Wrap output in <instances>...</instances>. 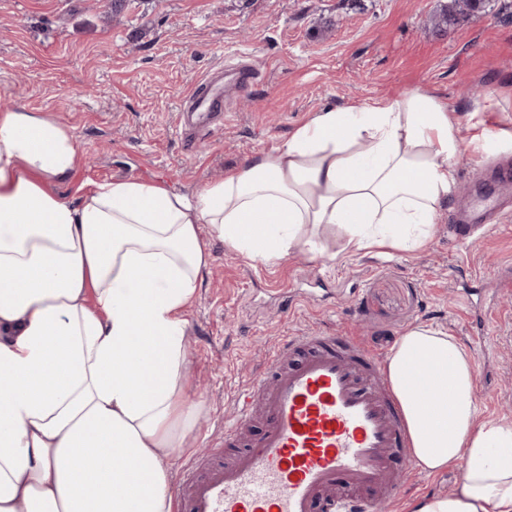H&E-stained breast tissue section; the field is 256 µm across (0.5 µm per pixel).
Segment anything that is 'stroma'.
<instances>
[{
  "mask_svg": "<svg viewBox=\"0 0 512 512\" xmlns=\"http://www.w3.org/2000/svg\"><path fill=\"white\" fill-rule=\"evenodd\" d=\"M450 0H0V107L26 106L71 129L79 163L56 182L80 186L151 179L189 194L223 179L246 157L271 151L325 107L394 99L422 89L461 116L457 180L443 218L413 252L350 256L327 230L324 253L298 248L254 262L202 230L210 252L186 319L187 387L199 416L173 454L205 471L208 449L231 456L224 424L281 337L319 331L356 337L388 355L409 326L428 324L472 355L485 417L512 421V208L494 228L459 242V203L478 198L497 158L475 129L512 130V0H488L463 25L439 31ZM245 59L257 72L228 90L223 128L194 146L180 134L182 107L217 66ZM406 483L377 512L446 495L460 468L420 471L409 451L393 460Z\"/></svg>",
  "mask_w": 512,
  "mask_h": 512,
  "instance_id": "obj_1",
  "label": "stroma"
}]
</instances>
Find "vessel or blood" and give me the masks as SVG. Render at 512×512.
<instances>
[{
	"mask_svg": "<svg viewBox=\"0 0 512 512\" xmlns=\"http://www.w3.org/2000/svg\"><path fill=\"white\" fill-rule=\"evenodd\" d=\"M190 99L199 115L224 110L212 73ZM272 356L276 371L252 378L224 439L257 408L263 434L229 465L201 477L186 470L177 491L188 512H373L375 500L399 496L391 461L407 445L406 426L380 358L350 337L317 333L285 337Z\"/></svg>",
	"mask_w": 512,
	"mask_h": 512,
	"instance_id": "obj_1",
	"label": "vessel or blood"
}]
</instances>
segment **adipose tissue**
Returning a JSON list of instances; mask_svg holds the SVG:
<instances>
[{
	"instance_id": "obj_1",
	"label": "adipose tissue",
	"mask_w": 512,
	"mask_h": 512,
	"mask_svg": "<svg viewBox=\"0 0 512 512\" xmlns=\"http://www.w3.org/2000/svg\"><path fill=\"white\" fill-rule=\"evenodd\" d=\"M457 111L419 89L315 112L271 152L187 195L159 183L54 181L75 136L22 107L0 110V512H175L172 454L195 422L186 395V313L209 225L252 261L342 249L422 247L456 182ZM435 381L407 382L411 361ZM386 371L422 470L462 467L450 494L408 512H512V423L479 417L474 360L425 324Z\"/></svg>"
}]
</instances>
